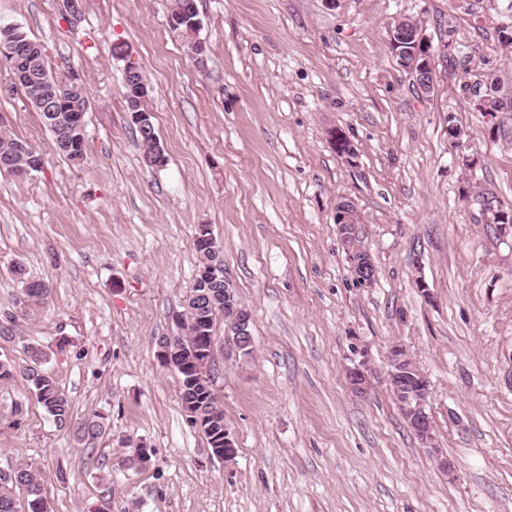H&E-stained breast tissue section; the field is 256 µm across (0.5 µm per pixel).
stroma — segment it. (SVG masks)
Returning a JSON list of instances; mask_svg holds the SVG:
<instances>
[{
    "instance_id": "obj_1",
    "label": "stroma",
    "mask_w": 512,
    "mask_h": 512,
    "mask_svg": "<svg viewBox=\"0 0 512 512\" xmlns=\"http://www.w3.org/2000/svg\"><path fill=\"white\" fill-rule=\"evenodd\" d=\"M169 3L82 0L73 20L65 0H0V26L40 41L53 74H76L89 96L76 166L0 58V127L45 158L32 176L0 174V357L21 367L25 343L39 345L75 422L105 427L87 443L22 385L2 387L0 466H41L53 512H512V231L462 198L469 183L512 204V112L476 109L494 81L512 98L498 35L512 0H197L202 69L172 37ZM396 17L422 23L430 93L390 52ZM118 43L152 88L157 169L125 110ZM334 127L353 160L330 144ZM341 199L377 269L368 287L337 233ZM202 224L251 314L252 356L214 327L231 463L188 422L157 356L179 333ZM30 280L49 295L13 317ZM395 343L429 377L454 477L384 385L362 397L347 385L360 349L381 372ZM141 442L152 459L134 471Z\"/></svg>"
}]
</instances>
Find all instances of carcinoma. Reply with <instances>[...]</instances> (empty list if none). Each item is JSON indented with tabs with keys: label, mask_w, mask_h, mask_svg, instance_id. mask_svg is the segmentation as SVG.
<instances>
[{
	"label": "carcinoma",
	"mask_w": 512,
	"mask_h": 512,
	"mask_svg": "<svg viewBox=\"0 0 512 512\" xmlns=\"http://www.w3.org/2000/svg\"><path fill=\"white\" fill-rule=\"evenodd\" d=\"M486 108L490 112H512V100L499 102V91L496 84L489 85ZM55 147L72 163L79 165L84 161L85 150L75 148L67 151L64 148V134L58 128L49 127ZM23 144L33 155L40 152L29 142L18 138L8 130H0V159L12 154L15 148ZM199 254V262L195 278L190 289V295L195 297L183 306V310L175 315V321L184 330V336L175 341L180 349L178 364L175 371L181 379L182 403L193 404L201 414L208 415L221 409L215 392V383H201L194 378L192 361L197 358V352L206 348L215 339L214 326L222 308L214 311H201L194 304L198 300H212L224 303V281L209 280L202 276L201 271L207 265H216L224 259V253H215L211 249L195 244ZM49 292L48 286L41 281H29L21 296L16 299L19 309H28L33 305L44 302ZM29 363L19 369L9 360H0V385L15 384L23 381L32 391L38 401L44 406L55 424L61 429H67L72 423V410L68 398L60 390L53 374L45 368L47 353L40 347L29 344L26 346ZM82 439L93 441L104 434L105 429L98 420H88L79 428ZM12 476H0V512H42L41 503L47 497V485L42 470L33 464H16L8 466Z\"/></svg>",
	"instance_id": "obj_1"
}]
</instances>
